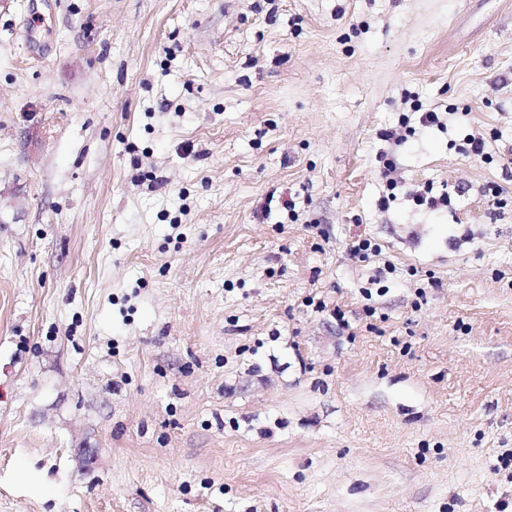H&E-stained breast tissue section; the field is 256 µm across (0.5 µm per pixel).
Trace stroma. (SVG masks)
Here are the masks:
<instances>
[{
	"label": "stroma",
	"mask_w": 512,
	"mask_h": 512,
	"mask_svg": "<svg viewBox=\"0 0 512 512\" xmlns=\"http://www.w3.org/2000/svg\"><path fill=\"white\" fill-rule=\"evenodd\" d=\"M0 512H512V0H0ZM393 169V161L386 158L383 163V170L381 171L382 179L385 182L386 193L378 200V206L383 210L389 208L390 202L397 199V193L401 192L403 188L401 181L391 177ZM433 187L425 185L423 189L411 191L409 195L418 206L426 205L429 209L437 210L448 207L451 204L449 193H441L438 196L432 195Z\"/></svg>",
	"instance_id": "stroma-1"
}]
</instances>
